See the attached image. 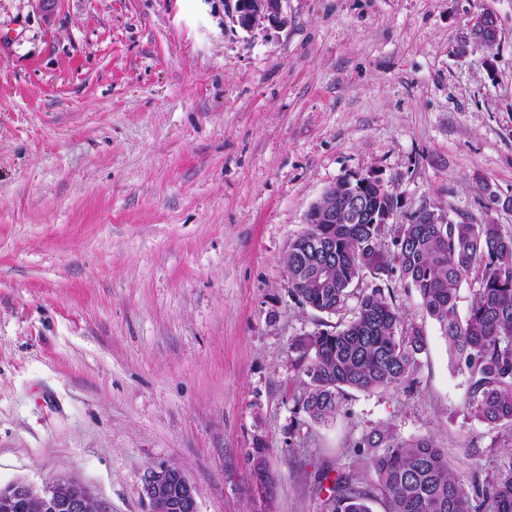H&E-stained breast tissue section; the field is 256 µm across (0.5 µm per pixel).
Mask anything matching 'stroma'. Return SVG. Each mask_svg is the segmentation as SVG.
<instances>
[{
	"label": "stroma",
	"instance_id": "1",
	"mask_svg": "<svg viewBox=\"0 0 512 512\" xmlns=\"http://www.w3.org/2000/svg\"><path fill=\"white\" fill-rule=\"evenodd\" d=\"M234 0H0V484L79 480L148 512L179 468L199 512H321L315 475L378 480L360 436L433 437L464 485L495 431L398 276L332 315L288 292L286 256L339 181L512 230V0H286L246 32ZM496 16L493 46L471 38ZM392 288L427 350L409 382L305 412L292 342ZM267 450L266 497L251 453ZM483 448L473 463L469 447Z\"/></svg>",
	"mask_w": 512,
	"mask_h": 512
}]
</instances>
